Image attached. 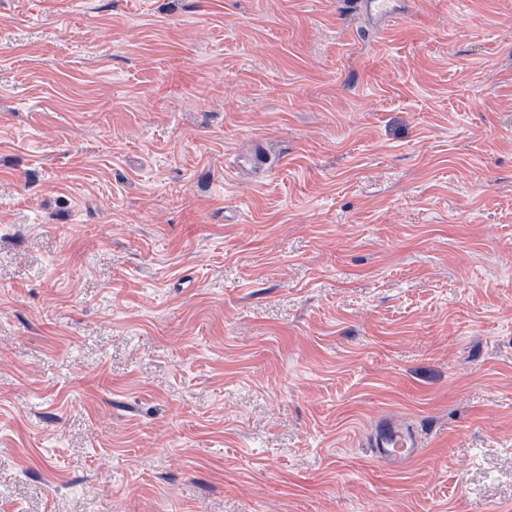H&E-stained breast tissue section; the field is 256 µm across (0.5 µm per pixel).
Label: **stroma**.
<instances>
[{
    "label": "stroma",
    "mask_w": 512,
    "mask_h": 512,
    "mask_svg": "<svg viewBox=\"0 0 512 512\" xmlns=\"http://www.w3.org/2000/svg\"><path fill=\"white\" fill-rule=\"evenodd\" d=\"M0 512H512V0H0ZM392 2V0H356L355 5L363 14L374 20H380L394 13ZM370 453L388 466L400 468L418 457L421 448L420 436L397 420H380L370 441Z\"/></svg>",
    "instance_id": "stroma-1"
}]
</instances>
